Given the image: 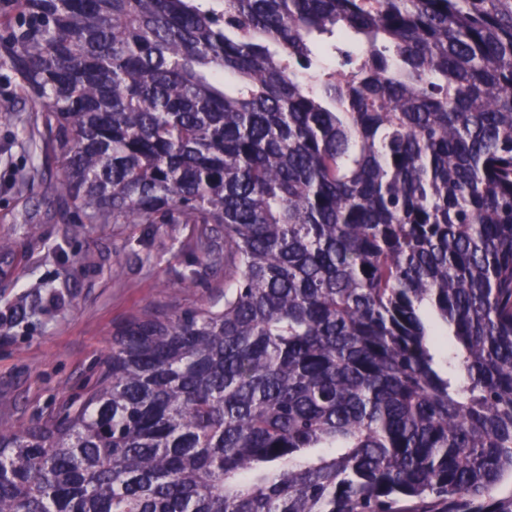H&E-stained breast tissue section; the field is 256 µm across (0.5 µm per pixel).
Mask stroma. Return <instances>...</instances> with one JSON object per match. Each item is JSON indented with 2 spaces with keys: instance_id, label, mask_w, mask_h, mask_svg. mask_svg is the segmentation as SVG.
I'll list each match as a JSON object with an SVG mask.
<instances>
[{
  "instance_id": "1",
  "label": "stroma",
  "mask_w": 512,
  "mask_h": 512,
  "mask_svg": "<svg viewBox=\"0 0 512 512\" xmlns=\"http://www.w3.org/2000/svg\"><path fill=\"white\" fill-rule=\"evenodd\" d=\"M38 110L0 67V237L16 249L11 274L0 277V310L33 291L42 295L37 314L0 329V425L17 430L80 403L113 329L133 314L224 302V272L198 251V227L61 220ZM28 211L40 223H25ZM177 271L194 274L196 288L177 289Z\"/></svg>"
}]
</instances>
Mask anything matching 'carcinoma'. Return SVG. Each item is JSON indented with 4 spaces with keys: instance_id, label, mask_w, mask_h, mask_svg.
<instances>
[{
    "instance_id": "obj_1",
    "label": "carcinoma",
    "mask_w": 512,
    "mask_h": 512,
    "mask_svg": "<svg viewBox=\"0 0 512 512\" xmlns=\"http://www.w3.org/2000/svg\"><path fill=\"white\" fill-rule=\"evenodd\" d=\"M0 64L61 218L224 268L0 426V512H512V0H12Z\"/></svg>"
}]
</instances>
